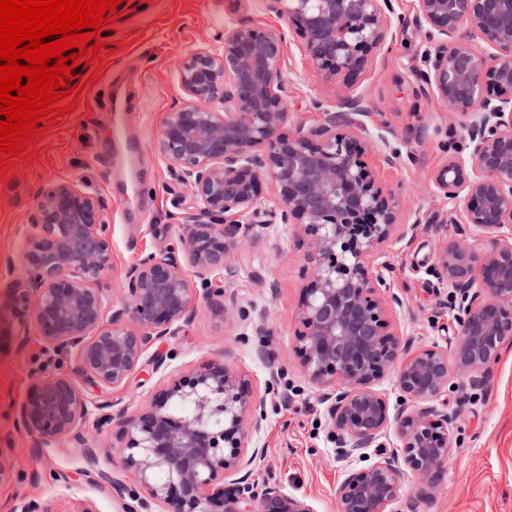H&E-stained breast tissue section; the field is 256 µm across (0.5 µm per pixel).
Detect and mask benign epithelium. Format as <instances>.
I'll use <instances>...</instances> for the list:
<instances>
[{
    "instance_id": "7a95c632",
    "label": "benign epithelium",
    "mask_w": 512,
    "mask_h": 512,
    "mask_svg": "<svg viewBox=\"0 0 512 512\" xmlns=\"http://www.w3.org/2000/svg\"><path fill=\"white\" fill-rule=\"evenodd\" d=\"M300 39L307 64L336 84L334 111L319 125L288 127L281 30L241 26L214 49L186 54V106L168 113L156 151L175 165L195 212L185 233L130 267L124 301L107 313L98 288L112 264L97 195L57 183L26 225L22 274L0 291V342L23 351L36 325L43 352H76L81 380L60 371L38 378L13 411V427L44 442L65 437L106 406L84 386L126 383L148 348L173 336L204 299L225 310L224 277L258 225L293 224L313 248L312 279L300 302L296 352L308 378L326 389L331 434L350 464L336 488L337 512H419L445 468L458 413L445 395L451 375L480 385L482 371L512 343V0H417L413 18L393 0H265ZM425 44L413 75L462 119L467 152H454L434 182L462 210L464 238L438 249L439 278L458 303L453 351L429 346L405 355L391 321L396 294L379 248L391 237L400 200L363 160L368 144L356 81L397 32ZM277 208L258 207L261 183ZM202 276L181 270L177 254ZM395 371L396 412L374 382ZM123 475L103 474L123 512H313L276 482L253 478L264 448H248L265 401L224 363L172 381L150 403L118 413ZM398 444L387 449L390 436ZM377 449L374 459L367 450ZM371 460L360 467L355 462ZM15 477L0 448V486ZM11 512H53L22 498Z\"/></svg>"
}]
</instances>
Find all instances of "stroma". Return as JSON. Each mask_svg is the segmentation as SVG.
Here are the masks:
<instances>
[{
  "label": "stroma",
  "instance_id": "obj_1",
  "mask_svg": "<svg viewBox=\"0 0 512 512\" xmlns=\"http://www.w3.org/2000/svg\"><path fill=\"white\" fill-rule=\"evenodd\" d=\"M141 0H123L117 19L100 33L110 53L101 64H78L75 73L112 68L135 95L133 105L115 114L97 107L82 92L71 114L47 128L25 159H11L0 175V252L21 255L28 216L39 196L57 182L74 181L104 201L103 222L112 246V266L99 286L114 305L123 300L122 280L139 259L158 252L183 232L192 212L188 189L179 184L171 163L155 149L168 112L187 98L179 81L180 62L188 51L214 47L224 34L241 25L285 31L289 54L284 65L290 126L319 125L325 108L336 100L333 83L322 80L298 50V38L286 20L267 10L264 0H165L148 20L129 21ZM424 50L419 33L408 28L392 49L378 52L359 76L355 92L367 105L361 118L369 150L364 156L378 178L400 197L398 222L403 233L386 243L385 273L392 293L401 299L392 310V324L402 347L416 352L454 340L448 290L434 268L440 247L457 239L447 200L437 191L434 175L451 149L462 145L461 120L435 94L419 90L412 71ZM121 121L139 141V157H114L113 170L123 182L111 189L99 156L113 121ZM412 153L396 167L384 162L387 146ZM312 248L290 224L257 229L240 249L238 272L225 279L227 315L199 303L188 325L159 343L170 356L159 372L133 374L118 387L91 388L92 401L113 410L135 411L172 380L209 363H226L250 379L266 400L260 434L247 445L265 449L254 475L305 498L313 512H336V488L345 464L330 437V417L321 389L306 376L295 352L300 328L297 312L311 280ZM263 319L266 332L256 335L240 320L239 308ZM76 354L48 358L38 333H31L25 351L0 355V439L11 442L17 474L0 487V512L17 500L39 497L56 512H122L101 486L99 472L118 469L112 447L122 426L87 421L76 436L43 443L16 433L6 412L25 396L34 378L59 371L77 372ZM483 387L450 390L448 403L459 417L452 430L453 448L430 498L420 512H512V346L484 373ZM94 450L96 470H88L87 450Z\"/></svg>",
  "mask_w": 512,
  "mask_h": 512
}]
</instances>
